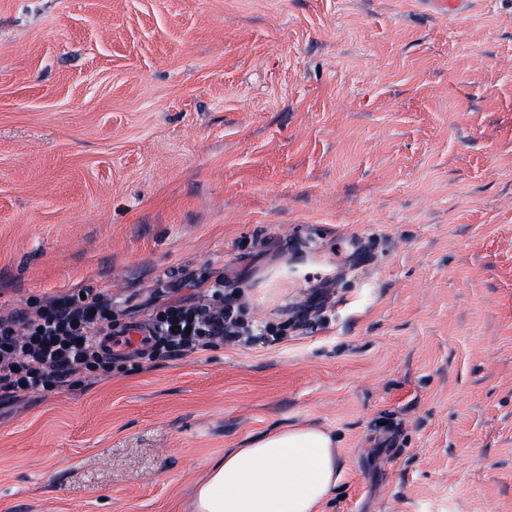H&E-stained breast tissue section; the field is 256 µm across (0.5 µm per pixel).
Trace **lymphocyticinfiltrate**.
I'll return each instance as SVG.
<instances>
[{
	"instance_id": "lymphocytic-infiltrate-1",
	"label": "lymphocytic infiltrate",
	"mask_w": 512,
	"mask_h": 512,
	"mask_svg": "<svg viewBox=\"0 0 512 512\" xmlns=\"http://www.w3.org/2000/svg\"><path fill=\"white\" fill-rule=\"evenodd\" d=\"M181 285L190 289V296L152 309L146 324L149 336L134 358H180L217 344L272 346L289 331L327 321L324 288L313 291L304 309L276 323L248 319L238 292L226 288L223 279L203 286L188 276ZM126 329V322L112 317L111 295L91 288L81 296L53 297L13 309L0 316V393L22 397L111 372L116 356L102 340L119 337Z\"/></svg>"
}]
</instances>
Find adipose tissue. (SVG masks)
I'll list each match as a JSON object with an SVG mask.
<instances>
[{
  "label": "adipose tissue",
  "mask_w": 512,
  "mask_h": 512,
  "mask_svg": "<svg viewBox=\"0 0 512 512\" xmlns=\"http://www.w3.org/2000/svg\"><path fill=\"white\" fill-rule=\"evenodd\" d=\"M341 478L336 442L312 426L247 439L198 483L193 512H316Z\"/></svg>",
  "instance_id": "adipose-tissue-1"
}]
</instances>
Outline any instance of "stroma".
<instances>
[{
	"label": "stroma",
	"mask_w": 512,
	"mask_h": 512,
	"mask_svg": "<svg viewBox=\"0 0 512 512\" xmlns=\"http://www.w3.org/2000/svg\"><path fill=\"white\" fill-rule=\"evenodd\" d=\"M223 277L327 325L0 398V512H192L336 439L320 512H512V0H0V313ZM336 441L312 426L247 439L198 483L193 512H316L341 478Z\"/></svg>",
	"instance_id": "35a3bbf8"
}]
</instances>
